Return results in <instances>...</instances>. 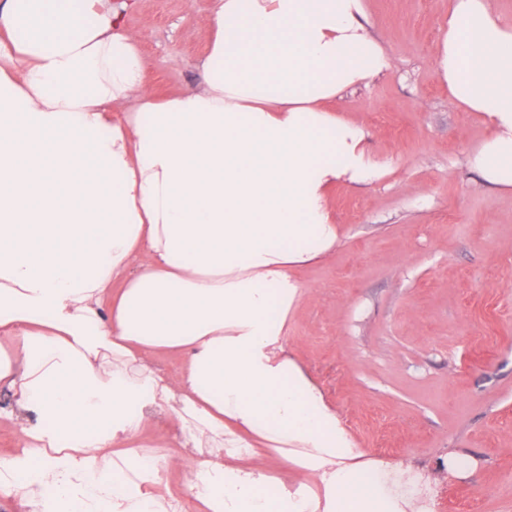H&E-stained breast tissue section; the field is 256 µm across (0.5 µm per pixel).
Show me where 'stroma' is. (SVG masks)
Segmentation results:
<instances>
[{"mask_svg": "<svg viewBox=\"0 0 512 512\" xmlns=\"http://www.w3.org/2000/svg\"><path fill=\"white\" fill-rule=\"evenodd\" d=\"M123 2L150 92L192 88L212 0ZM366 12L390 67L333 107L388 173L330 189L338 239L295 275L286 344L371 458L433 471L471 457V473L433 483V512H512V190L469 167L491 128L436 72L448 0H366ZM172 433L156 421L153 490L184 499Z\"/></svg>", "mask_w": 512, "mask_h": 512, "instance_id": "obj_1", "label": "stroma"}]
</instances>
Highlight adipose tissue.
Listing matches in <instances>:
<instances>
[{
  "mask_svg": "<svg viewBox=\"0 0 512 512\" xmlns=\"http://www.w3.org/2000/svg\"><path fill=\"white\" fill-rule=\"evenodd\" d=\"M210 27L198 85L158 101L105 0H0V385L37 417L0 483L26 512H186L151 489L163 416L203 512H421L431 472L368 459L285 345L294 271L338 239L327 189L386 173L328 107L388 67L364 0H214ZM436 68L493 129L469 166L512 189V24L448 0ZM266 465L270 473L280 479L284 484L297 486L302 476L291 470L283 463L282 459L274 451H267Z\"/></svg>",
  "mask_w": 512,
  "mask_h": 512,
  "instance_id": "ef3b65f1",
  "label": "adipose tissue"
}]
</instances>
